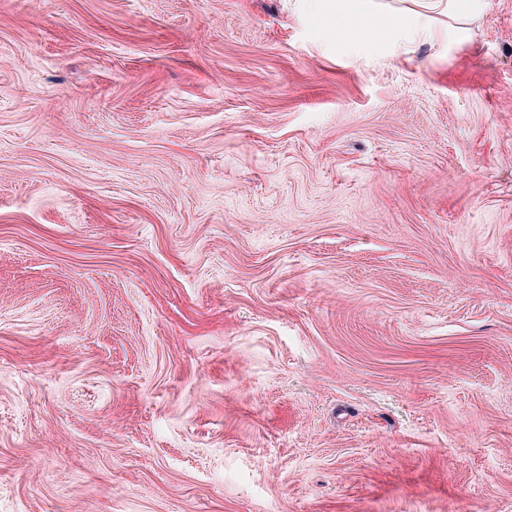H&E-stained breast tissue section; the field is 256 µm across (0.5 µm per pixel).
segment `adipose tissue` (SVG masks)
<instances>
[{
  "label": "adipose tissue",
  "instance_id": "adipose-tissue-1",
  "mask_svg": "<svg viewBox=\"0 0 512 512\" xmlns=\"http://www.w3.org/2000/svg\"><path fill=\"white\" fill-rule=\"evenodd\" d=\"M397 9H384L379 0H299L304 12L328 13L340 24V39L364 31L363 24L377 14L389 22L387 32L398 45L445 44L467 34L472 21L481 18L489 0H400Z\"/></svg>",
  "mask_w": 512,
  "mask_h": 512
}]
</instances>
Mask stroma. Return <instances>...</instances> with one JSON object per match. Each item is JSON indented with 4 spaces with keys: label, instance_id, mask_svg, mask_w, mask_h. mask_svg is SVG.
I'll return each mask as SVG.
<instances>
[{
    "label": "stroma",
    "instance_id": "obj_1",
    "mask_svg": "<svg viewBox=\"0 0 512 512\" xmlns=\"http://www.w3.org/2000/svg\"><path fill=\"white\" fill-rule=\"evenodd\" d=\"M0 0V512H512V0ZM490 0H399V9L384 8L376 0H298L307 14L330 13L340 23L341 40L365 34L362 22L383 13L390 22L387 34L400 45L448 44L459 35H468L471 22L488 10Z\"/></svg>",
    "mask_w": 512,
    "mask_h": 512
}]
</instances>
